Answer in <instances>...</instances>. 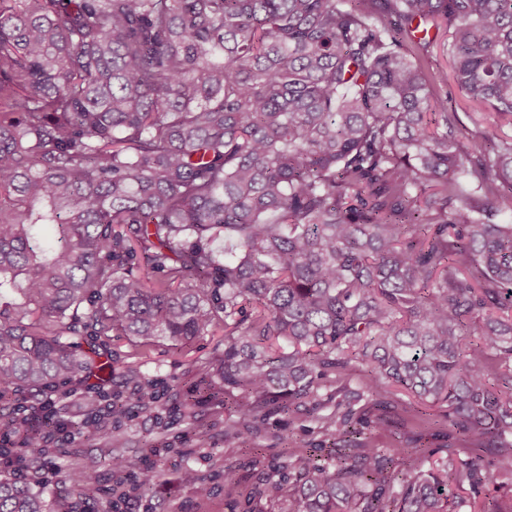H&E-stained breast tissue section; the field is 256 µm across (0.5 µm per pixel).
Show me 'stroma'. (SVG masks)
<instances>
[{
  "label": "stroma",
  "instance_id": "1",
  "mask_svg": "<svg viewBox=\"0 0 512 512\" xmlns=\"http://www.w3.org/2000/svg\"><path fill=\"white\" fill-rule=\"evenodd\" d=\"M429 46L425 56L435 78V95L447 99L449 111L457 113L470 131L489 130L503 138L512 137V120L502 119L487 106L469 99L457 86L452 61L448 55V29L427 23ZM112 352V374L127 370L161 381L168 393H186L195 379V366L224 347L223 331L209 332L178 345L166 339L141 343L133 338L108 337ZM415 401L398 395L382 416L390 430H372L375 447L390 448L398 440L394 428L406 424L414 438L436 458H444L453 428L440 408H432L428 419L415 421ZM227 409L220 403H205L181 410L154 407L132 409L130 415L110 422L93 436L58 432L49 461L57 469L77 473L92 469L100 480L90 499L76 504V512H232L234 502L243 500L258 480L257 472L246 467V457L238 439L227 437ZM321 435L315 414L303 410L299 419L289 420L282 413L264 418L260 423L259 442L264 462L279 467L288 462L289 446L308 449L319 443ZM128 458L156 468L160 473L152 493L131 494L120 505L112 503L111 459ZM195 469L209 485L208 497H199L194 488L180 484L181 469ZM233 469L236 482L224 483L225 469Z\"/></svg>",
  "mask_w": 512,
  "mask_h": 512
}]
</instances>
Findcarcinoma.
<instances>
[{"instance_id":"obj_1","label":"carcinoma","mask_w":512,"mask_h":512,"mask_svg":"<svg viewBox=\"0 0 512 512\" xmlns=\"http://www.w3.org/2000/svg\"><path fill=\"white\" fill-rule=\"evenodd\" d=\"M416 21L446 24L461 91L512 116V0H0V425L17 393L38 412L94 376L100 336L222 325L192 394L224 395L231 436L334 405L288 473L248 449L242 512H461L463 481L504 512L477 499L512 473V224L490 221L512 141L460 144ZM159 385L131 374L108 415ZM394 390L447 405L470 447L445 473L370 443ZM95 482L63 474L59 504ZM0 512L48 508L4 477Z\"/></svg>"}]
</instances>
